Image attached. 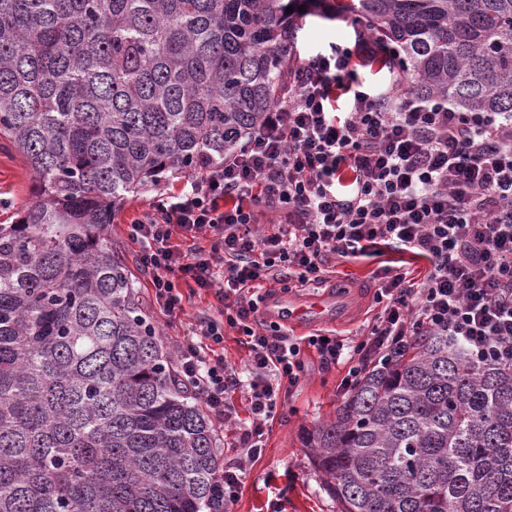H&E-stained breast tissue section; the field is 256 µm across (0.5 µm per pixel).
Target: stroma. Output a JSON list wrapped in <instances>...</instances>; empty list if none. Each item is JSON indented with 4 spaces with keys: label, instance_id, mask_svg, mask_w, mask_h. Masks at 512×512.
<instances>
[{
    "label": "stroma",
    "instance_id": "1",
    "mask_svg": "<svg viewBox=\"0 0 512 512\" xmlns=\"http://www.w3.org/2000/svg\"><path fill=\"white\" fill-rule=\"evenodd\" d=\"M302 28L298 33L300 54L336 43L350 45L358 33L351 17L330 18L327 15H299ZM183 175L168 176L157 190L144 192L130 199L115 216L110 227L112 246L125 258L134 274L139 295L160 327L161 340L168 352L189 331L195 317L216 315L217 300L213 295L192 296L182 320L167 322L163 311L152 298L151 279L137 262L138 244L126 232L128 222L146 210L157 193L178 190ZM32 200V177L22 157L13 151H0V224H9ZM328 280L320 285L292 283L286 299L312 296L325 307L317 324L289 327L291 336L302 338L311 334H333L348 341L366 339L377 313L374 293L385 274L406 273L421 278L424 261L395 250H386L355 261L330 259ZM345 297L354 304V311L345 323L336 321V299ZM304 370L298 385L282 404L266 427L264 449L249 466L242 492L232 512H339L336 500L324 488L322 475L314 469L301 443L304 430L314 427L333 412L342 400L340 384L347 367L339 363L323 367L316 354L305 353Z\"/></svg>",
    "mask_w": 512,
    "mask_h": 512
}]
</instances>
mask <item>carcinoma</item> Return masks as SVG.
I'll use <instances>...</instances> for the list:
<instances>
[{"instance_id": "obj_1", "label": "carcinoma", "mask_w": 512, "mask_h": 512, "mask_svg": "<svg viewBox=\"0 0 512 512\" xmlns=\"http://www.w3.org/2000/svg\"><path fill=\"white\" fill-rule=\"evenodd\" d=\"M288 0H0V512H209L216 425L179 383L110 225L216 167L286 94ZM409 90L512 116V0H336ZM304 448L340 512H512V368L440 332L375 363ZM32 200V177L15 151H0V224H12Z\"/></svg>"}]
</instances>
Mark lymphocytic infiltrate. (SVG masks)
I'll list each match as a JSON object with an SVG mask.
<instances>
[{"mask_svg": "<svg viewBox=\"0 0 512 512\" xmlns=\"http://www.w3.org/2000/svg\"><path fill=\"white\" fill-rule=\"evenodd\" d=\"M396 58L370 37L298 58L286 106L267 112L222 167L188 177L127 225L169 319L184 315L186 288L213 293L221 304L219 318L192 326L178 355L182 384L230 426L239 450L217 478L214 512H229L238 500L283 392L299 382L303 350L326 366L348 360L347 392L366 365L429 331L448 333L473 361L512 364V121L414 95ZM375 64L392 72L381 90L357 73ZM176 235L184 246L173 244ZM204 237L210 248L200 246ZM387 245L429 268L417 281L397 274L381 282L374 296L381 310L367 339L300 341L278 326L255 327L248 285H318L332 257L357 259ZM228 327L244 337L247 371L224 359ZM236 389L250 402L246 428L234 427L224 399Z\"/></svg>", "mask_w": 512, "mask_h": 512, "instance_id": "1", "label": "lymphocytic infiltrate"}]
</instances>
